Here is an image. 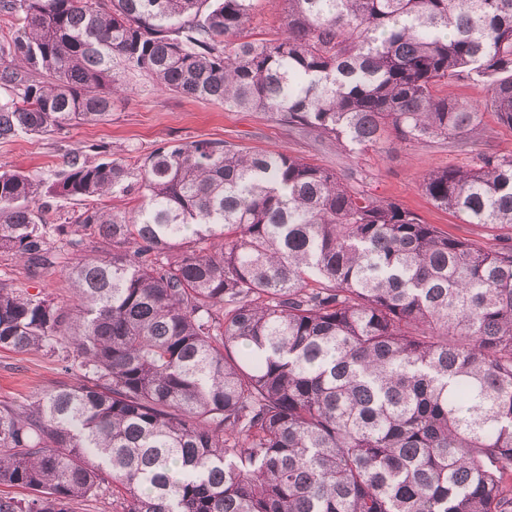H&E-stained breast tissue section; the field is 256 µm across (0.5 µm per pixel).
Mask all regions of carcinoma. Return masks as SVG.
Segmentation results:
<instances>
[{
    "mask_svg": "<svg viewBox=\"0 0 512 512\" xmlns=\"http://www.w3.org/2000/svg\"><path fill=\"white\" fill-rule=\"evenodd\" d=\"M0 0V140L105 120L129 76L267 112L344 150L454 140L421 189L512 230V0ZM54 198L84 202L50 222ZM135 195L128 212L98 201ZM73 254L69 298L0 281V348L77 375L0 401V512H512V235L423 224L299 157L199 140L74 155L49 186L0 171V251ZM275 0H256L249 31L254 38H264L273 34L282 26L281 5ZM441 91V94H448V98L462 102L480 104L484 99V92L481 88L466 78L449 82L448 86L442 87ZM482 126L484 128L487 143L483 149L490 150L497 154H512V129L501 124L495 114L482 107ZM74 512H116L120 511L118 505L112 506V492H100L95 498L85 501H75L71 504Z\"/></svg>",
    "mask_w": 512,
    "mask_h": 512,
    "instance_id": "1",
    "label": "carcinoma"
}]
</instances>
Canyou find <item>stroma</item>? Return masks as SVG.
I'll use <instances>...</instances> for the list:
<instances>
[{
    "instance_id": "stroma-1",
    "label": "stroma",
    "mask_w": 512,
    "mask_h": 512,
    "mask_svg": "<svg viewBox=\"0 0 512 512\" xmlns=\"http://www.w3.org/2000/svg\"><path fill=\"white\" fill-rule=\"evenodd\" d=\"M196 140H220L243 151H276L334 170L348 184L370 195L400 202L422 222L448 234L470 238L492 248L511 231L466 224L452 211L437 206L420 188L431 170L458 167L470 156L439 142L415 147L384 142L380 148L348 151L318 141L265 112H237L210 102L158 90L147 80H134L115 101L104 123L77 125L61 134L23 135L0 141V170H16L45 182L66 167L73 154L99 163L119 156H146L152 151ZM49 265L29 272L24 263L0 255V279L21 292L68 297L65 269L70 254L64 241L52 238ZM75 375L64 373L49 349L23 353L0 349V401L21 403L61 385Z\"/></svg>"
}]
</instances>
